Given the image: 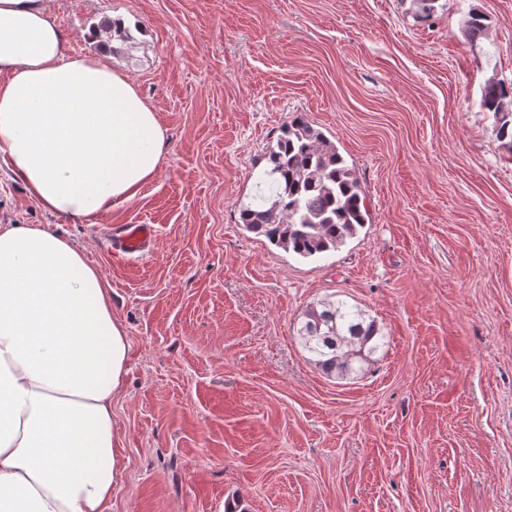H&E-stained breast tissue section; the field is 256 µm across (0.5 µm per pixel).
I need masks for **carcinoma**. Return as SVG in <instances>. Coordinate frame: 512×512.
<instances>
[{
  "mask_svg": "<svg viewBox=\"0 0 512 512\" xmlns=\"http://www.w3.org/2000/svg\"><path fill=\"white\" fill-rule=\"evenodd\" d=\"M466 28L474 39L484 35V16L469 12ZM480 106L492 114L498 139L512 153V85L487 82ZM266 156L265 175L275 195L239 208L248 231L307 259L339 248L368 223L358 179L336 146L302 115L288 120ZM296 335L316 367L341 379L369 371L384 339L366 310L336 298L307 310Z\"/></svg>",
  "mask_w": 512,
  "mask_h": 512,
  "instance_id": "carcinoma-1",
  "label": "carcinoma"
}]
</instances>
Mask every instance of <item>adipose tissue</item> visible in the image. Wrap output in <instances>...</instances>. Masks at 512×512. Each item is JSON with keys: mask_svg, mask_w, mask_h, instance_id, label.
I'll list each match as a JSON object with an SVG mask.
<instances>
[{"mask_svg": "<svg viewBox=\"0 0 512 512\" xmlns=\"http://www.w3.org/2000/svg\"><path fill=\"white\" fill-rule=\"evenodd\" d=\"M167 146L125 77L70 53L46 0H0V165L43 211L93 223L136 199ZM128 349L81 248L0 224V512H108Z\"/></svg>", "mask_w": 512, "mask_h": 512, "instance_id": "ef3b65f1", "label": "adipose tissue"}]
</instances>
